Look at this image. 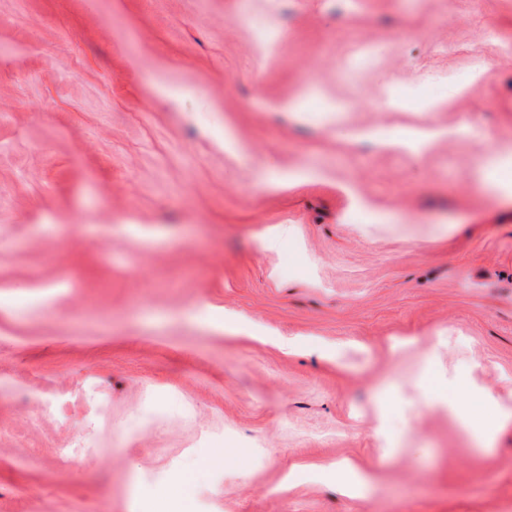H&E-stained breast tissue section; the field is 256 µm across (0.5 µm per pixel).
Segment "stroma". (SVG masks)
I'll return each instance as SVG.
<instances>
[{
  "label": "stroma",
  "instance_id": "1",
  "mask_svg": "<svg viewBox=\"0 0 512 512\" xmlns=\"http://www.w3.org/2000/svg\"><path fill=\"white\" fill-rule=\"evenodd\" d=\"M464 123L418 154L349 138ZM493 142L512 0H0V512H188L208 484L221 512H512V427L485 457L425 402L471 379L512 409ZM346 460L373 494L325 481ZM505 170L507 166L503 164L501 155L485 157L477 166L480 180L492 186L497 192L507 193L511 189L512 195V182L503 177ZM224 327L230 334L235 335L230 337H244L263 344H269L288 355L296 353L302 348V343L292 340L284 341L280 337L273 335L270 331L256 328L248 321L234 315H224Z\"/></svg>",
  "mask_w": 512,
  "mask_h": 512
}]
</instances>
